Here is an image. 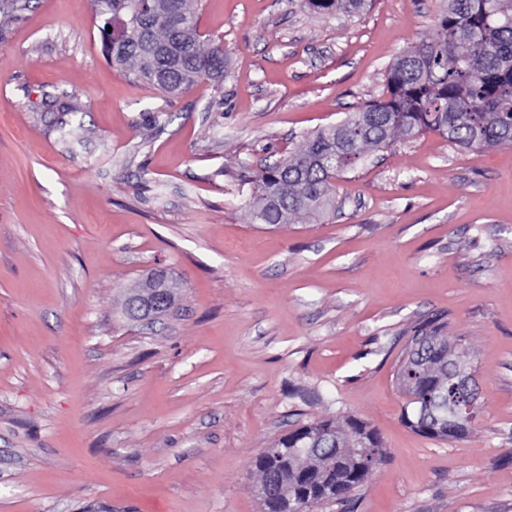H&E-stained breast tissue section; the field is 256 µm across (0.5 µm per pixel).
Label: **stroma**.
I'll use <instances>...</instances> for the list:
<instances>
[{"instance_id": "stroma-1", "label": "stroma", "mask_w": 512, "mask_h": 512, "mask_svg": "<svg viewBox=\"0 0 512 512\" xmlns=\"http://www.w3.org/2000/svg\"><path fill=\"white\" fill-rule=\"evenodd\" d=\"M443 0H198L224 81L172 97L106 59L91 0H0V512H261L256 455L354 415L384 463L314 512H512V146L428 133L335 180L336 208L253 223L251 180L385 90ZM164 271L153 328L124 298ZM435 319L482 414L401 420ZM307 3L313 10L323 13H358L366 8L368 0H308Z\"/></svg>"}]
</instances>
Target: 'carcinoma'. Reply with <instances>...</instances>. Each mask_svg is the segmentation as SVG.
Returning <instances> with one entry per match:
<instances>
[{
    "instance_id": "carcinoma-1",
    "label": "carcinoma",
    "mask_w": 512,
    "mask_h": 512,
    "mask_svg": "<svg viewBox=\"0 0 512 512\" xmlns=\"http://www.w3.org/2000/svg\"><path fill=\"white\" fill-rule=\"evenodd\" d=\"M193 0H93L112 41L111 63L169 94L224 77L221 44L198 33ZM318 12L358 13L368 0H308ZM112 31H106L107 25ZM431 131L454 146H512V0H446L432 33L404 50L387 69L384 97L343 121L308 135L294 154L264 166L254 180L260 205L253 222L292 223L300 214L322 216L335 208L334 179L403 137ZM434 321L420 324L397 370L404 395L403 420L423 435L456 442L442 415L463 394L445 370L456 347ZM255 459V492L262 512H311L344 503L385 458L378 433L349 417L302 424L272 442Z\"/></svg>"
}]
</instances>
